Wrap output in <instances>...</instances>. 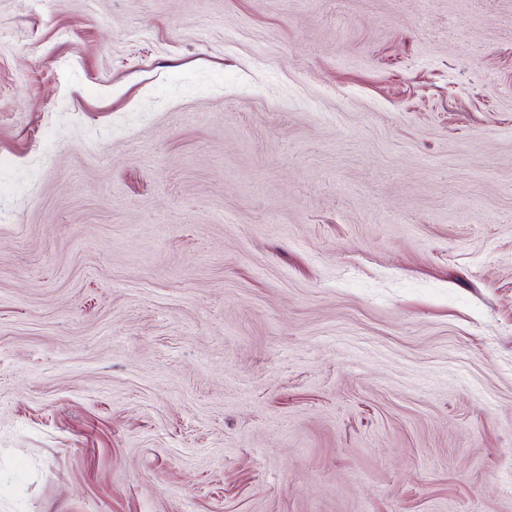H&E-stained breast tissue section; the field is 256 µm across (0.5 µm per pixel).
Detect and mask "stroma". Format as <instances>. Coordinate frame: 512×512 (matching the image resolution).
Returning a JSON list of instances; mask_svg holds the SVG:
<instances>
[{
  "instance_id": "35a3bbf8",
  "label": "stroma",
  "mask_w": 512,
  "mask_h": 512,
  "mask_svg": "<svg viewBox=\"0 0 512 512\" xmlns=\"http://www.w3.org/2000/svg\"><path fill=\"white\" fill-rule=\"evenodd\" d=\"M512 0H0V512H512Z\"/></svg>"
}]
</instances>
